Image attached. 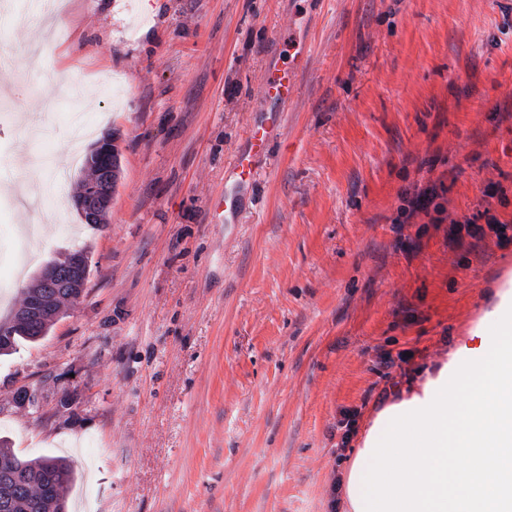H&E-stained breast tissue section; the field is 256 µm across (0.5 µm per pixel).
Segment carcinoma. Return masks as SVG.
<instances>
[{
	"label": "carcinoma",
	"mask_w": 512,
	"mask_h": 512,
	"mask_svg": "<svg viewBox=\"0 0 512 512\" xmlns=\"http://www.w3.org/2000/svg\"><path fill=\"white\" fill-rule=\"evenodd\" d=\"M88 259L81 250L54 264V275L34 285L47 307H65L85 294L90 269L79 266ZM9 327L0 332V355L15 351L19 342H37L45 337L40 317L15 321L4 318ZM75 479L69 459L61 456L22 460L0 440V512H55L62 503V491Z\"/></svg>",
	"instance_id": "obj_1"
}]
</instances>
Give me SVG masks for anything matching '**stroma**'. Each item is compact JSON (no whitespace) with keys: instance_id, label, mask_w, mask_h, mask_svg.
I'll return each mask as SVG.
<instances>
[{"instance_id":"obj_1","label":"stroma","mask_w":512,"mask_h":512,"mask_svg":"<svg viewBox=\"0 0 512 512\" xmlns=\"http://www.w3.org/2000/svg\"><path fill=\"white\" fill-rule=\"evenodd\" d=\"M12 3L0 256L20 227L44 233L0 264V314L69 253L90 276L45 338L0 356V439L74 459L67 512H342L343 414L368 425L420 387L512 279V240L448 233L485 210L512 222V0ZM277 34L307 67L255 202L210 223ZM109 135L121 179L87 224V169L51 165ZM426 187L428 212L398 223Z\"/></svg>"}]
</instances>
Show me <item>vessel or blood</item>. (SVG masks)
I'll return each mask as SVG.
<instances>
[{
  "instance_id": "vessel-or-blood-1",
  "label": "vessel or blood",
  "mask_w": 512,
  "mask_h": 512,
  "mask_svg": "<svg viewBox=\"0 0 512 512\" xmlns=\"http://www.w3.org/2000/svg\"><path fill=\"white\" fill-rule=\"evenodd\" d=\"M278 45L279 59L267 69L260 90L264 109L251 127L245 147L238 151L228 169L223 196L211 205V223H234L244 197L257 183L259 162L268 156L283 114L296 97L298 77L304 68L305 48L285 36L279 37Z\"/></svg>"
}]
</instances>
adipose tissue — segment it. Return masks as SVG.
Here are the masks:
<instances>
[{
	"instance_id": "adipose-tissue-1",
	"label": "adipose tissue",
	"mask_w": 512,
	"mask_h": 512,
	"mask_svg": "<svg viewBox=\"0 0 512 512\" xmlns=\"http://www.w3.org/2000/svg\"><path fill=\"white\" fill-rule=\"evenodd\" d=\"M347 512H512V289L489 292L422 388L379 411L344 484Z\"/></svg>"
}]
</instances>
